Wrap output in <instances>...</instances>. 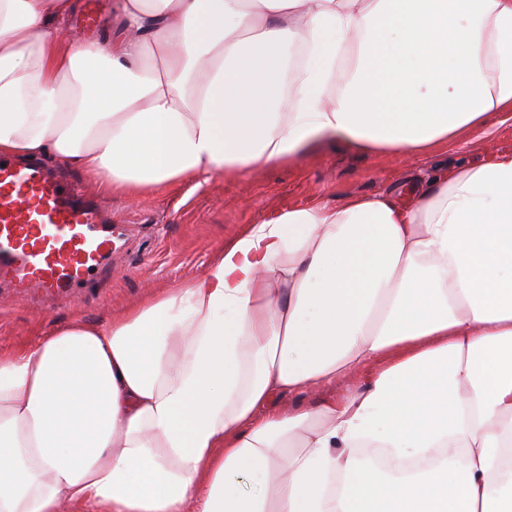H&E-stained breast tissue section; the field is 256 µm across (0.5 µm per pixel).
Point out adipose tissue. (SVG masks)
<instances>
[{"label": "adipose tissue", "instance_id": "adipose-tissue-1", "mask_svg": "<svg viewBox=\"0 0 512 512\" xmlns=\"http://www.w3.org/2000/svg\"><path fill=\"white\" fill-rule=\"evenodd\" d=\"M79 8L0 0V155L105 195L512 114V0H115L93 41ZM413 187L290 208L0 357V512H512V152Z\"/></svg>", "mask_w": 512, "mask_h": 512}]
</instances>
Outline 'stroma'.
<instances>
[{"label": "stroma", "instance_id": "obj_1", "mask_svg": "<svg viewBox=\"0 0 512 512\" xmlns=\"http://www.w3.org/2000/svg\"><path fill=\"white\" fill-rule=\"evenodd\" d=\"M483 150L477 132L467 144L420 157H379L335 141L312 147L289 165L267 166L240 178L216 175L199 187L185 185L134 204L116 195L104 197L119 233L111 273L76 297L28 300L0 294V355L72 320L107 322L146 289L174 288L199 277L224 244L288 208L402 189L411 177L440 163L480 160Z\"/></svg>", "mask_w": 512, "mask_h": 512}]
</instances>
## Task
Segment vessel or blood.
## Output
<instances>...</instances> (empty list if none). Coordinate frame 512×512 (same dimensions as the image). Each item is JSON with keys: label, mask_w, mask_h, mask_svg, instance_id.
<instances>
[{"label": "vessel or blood", "mask_w": 512, "mask_h": 512, "mask_svg": "<svg viewBox=\"0 0 512 512\" xmlns=\"http://www.w3.org/2000/svg\"><path fill=\"white\" fill-rule=\"evenodd\" d=\"M112 252L99 206L82 202L41 161L0 159V287L70 295L108 266Z\"/></svg>", "instance_id": "obj_1"}]
</instances>
